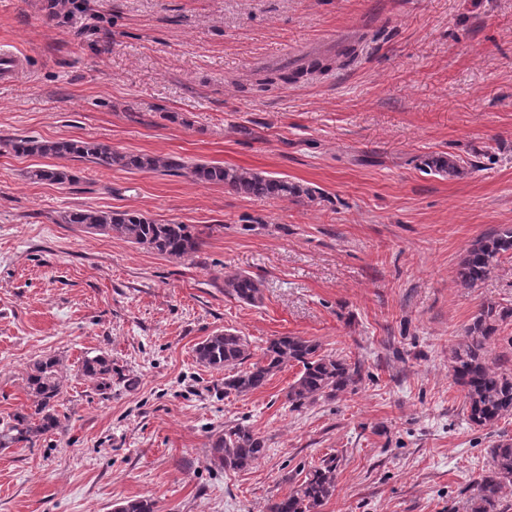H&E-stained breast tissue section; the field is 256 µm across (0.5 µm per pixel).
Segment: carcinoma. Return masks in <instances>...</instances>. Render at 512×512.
I'll return each instance as SVG.
<instances>
[{
  "label": "carcinoma",
  "instance_id": "obj_1",
  "mask_svg": "<svg viewBox=\"0 0 512 512\" xmlns=\"http://www.w3.org/2000/svg\"><path fill=\"white\" fill-rule=\"evenodd\" d=\"M329 65L311 59L288 73L275 72L266 83L295 82L304 76L321 74ZM7 147L17 155L79 159L110 170L179 174L225 188L245 197H301L314 199L313 191L284 178L260 172L211 163H188L173 157L145 153H122L111 146L77 139L43 140L34 136L15 137ZM34 182L64 184L72 179L65 167H39L27 173ZM61 224H76L90 232L113 235L138 247L175 260L194 257L201 249L200 233L192 224L176 221L158 223L137 211H103L75 209L59 215ZM512 253V226L504 227L472 244L461 261L458 281L463 288H473L496 266L501 256ZM224 293L246 304L262 301L260 282L249 274L224 275ZM496 307H483L466 330V336L451 353L453 377L464 393V409L470 424L492 427L512 414V372L497 371L488 363V349L494 341L493 322ZM196 360L217 372H224V394L247 395L263 388L277 372L290 363L302 366L299 376L288 386L286 401L294 410L320 400L334 399L356 385L360 370L341 357L320 353V344L302 336H277L269 339L261 357L244 365L249 358L246 338L230 332L216 331L198 343ZM62 362L55 356L35 360L27 373L29 406L0 420V450L33 447L47 434L59 429L63 402ZM112 358L103 351L85 356L77 374L104 392L112 387ZM266 442L251 426L235 423L211 442L214 464L226 471L251 468L265 453ZM491 467L482 476L471 498L470 512H498L503 488L512 483V439L499 441L490 452ZM339 459L325 458L310 467L289 493L269 506V512H321L336 491ZM114 512H155L151 499H126L114 505Z\"/></svg>",
  "mask_w": 512,
  "mask_h": 512
}]
</instances>
